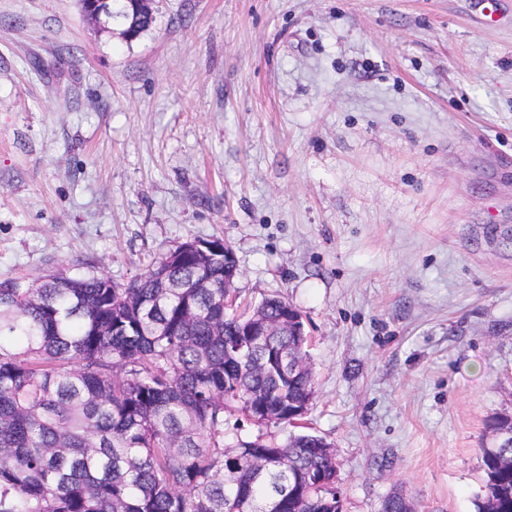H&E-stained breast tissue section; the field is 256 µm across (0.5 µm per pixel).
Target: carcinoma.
<instances>
[{"instance_id": "cac0c4a2", "label": "carcinoma", "mask_w": 512, "mask_h": 512, "mask_svg": "<svg viewBox=\"0 0 512 512\" xmlns=\"http://www.w3.org/2000/svg\"><path fill=\"white\" fill-rule=\"evenodd\" d=\"M224 240L183 242L127 283L59 272L0 283V512H342L321 436L239 441L224 415L295 424L312 370L293 331L233 349ZM476 512H512V446L482 449Z\"/></svg>"}]
</instances>
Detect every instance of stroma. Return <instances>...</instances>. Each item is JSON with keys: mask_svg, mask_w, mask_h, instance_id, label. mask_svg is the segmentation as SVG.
I'll return each mask as SVG.
<instances>
[{"mask_svg": "<svg viewBox=\"0 0 512 512\" xmlns=\"http://www.w3.org/2000/svg\"><path fill=\"white\" fill-rule=\"evenodd\" d=\"M224 239L302 313L343 512H476L512 415V0H0V282ZM122 2L132 4L134 15L130 14ZM155 0H81L86 17L98 26L108 28L114 22L122 23L123 34L133 39L138 36L136 21L154 15L152 4Z\"/></svg>", "mask_w": 512, "mask_h": 512, "instance_id": "1", "label": "stroma"}]
</instances>
